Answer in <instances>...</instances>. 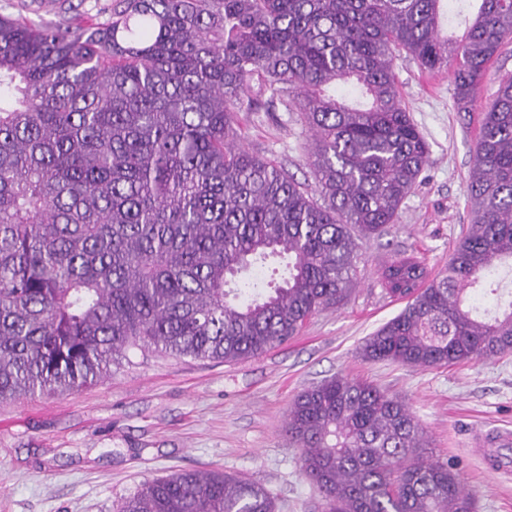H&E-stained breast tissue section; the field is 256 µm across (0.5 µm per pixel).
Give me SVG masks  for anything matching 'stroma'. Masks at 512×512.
I'll use <instances>...</instances> for the list:
<instances>
[{"instance_id": "35a3bbf8", "label": "stroma", "mask_w": 512, "mask_h": 512, "mask_svg": "<svg viewBox=\"0 0 512 512\" xmlns=\"http://www.w3.org/2000/svg\"><path fill=\"white\" fill-rule=\"evenodd\" d=\"M112 0H0V15L35 24L104 17ZM402 101L430 146L417 183L388 234L362 239L357 285L340 306L314 314L266 353L217 362L136 352L102 382L67 394L0 404V512H118L148 479L221 470L263 483L276 512H322L284 432L294 398L337 374L370 382L407 403L429 437L427 455L453 461L477 512H512V474L487 475L473 434L512 429V353L420 369L363 358L366 337L396 316L379 271L394 253L425 257L432 272L471 222L465 179L479 113L512 74V43L481 80L472 112L458 111L447 72H423L398 52ZM240 142L316 192L310 134L299 113L275 106L238 115Z\"/></svg>"}]
</instances>
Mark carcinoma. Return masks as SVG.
I'll list each match as a JSON object with an SVG mask.
<instances>
[{
	"mask_svg": "<svg viewBox=\"0 0 512 512\" xmlns=\"http://www.w3.org/2000/svg\"><path fill=\"white\" fill-rule=\"evenodd\" d=\"M117 0L110 18L0 15V402L91 385L135 348L233 361L347 300L357 240L396 223L430 147L394 72L448 71L457 110L512 42V0ZM300 112L320 198L237 142L236 113ZM471 224L434 274L380 273L404 308L370 361L438 368L512 353V75L482 112ZM478 293L493 296L477 305ZM325 512H475L397 397L336 375L286 422ZM120 512H275L221 470L141 484Z\"/></svg>",
	"mask_w": 512,
	"mask_h": 512,
	"instance_id": "cac0c4a2",
	"label": "carcinoma"
}]
</instances>
